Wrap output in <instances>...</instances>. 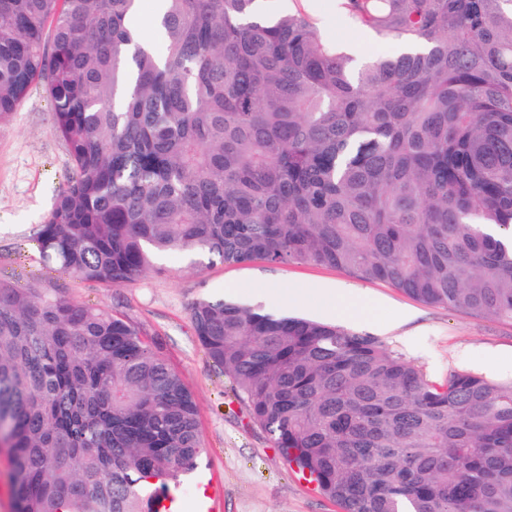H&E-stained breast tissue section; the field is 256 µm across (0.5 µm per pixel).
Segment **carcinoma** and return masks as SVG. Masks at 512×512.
Returning <instances> with one entry per match:
<instances>
[{"instance_id":"obj_1","label":"carcinoma","mask_w":512,"mask_h":512,"mask_svg":"<svg viewBox=\"0 0 512 512\" xmlns=\"http://www.w3.org/2000/svg\"><path fill=\"white\" fill-rule=\"evenodd\" d=\"M265 0H0V118L41 86L73 168L36 236L120 287L179 252L338 268L512 320V0H348L405 49L361 62ZM195 335L341 512H512V380H429L375 336L203 299ZM157 342L0 279L15 512H151L203 452Z\"/></svg>"}]
</instances>
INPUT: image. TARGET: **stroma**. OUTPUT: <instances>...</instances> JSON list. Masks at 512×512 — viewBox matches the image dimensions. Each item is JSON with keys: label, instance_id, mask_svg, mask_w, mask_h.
<instances>
[{"label": "stroma", "instance_id": "obj_1", "mask_svg": "<svg viewBox=\"0 0 512 512\" xmlns=\"http://www.w3.org/2000/svg\"><path fill=\"white\" fill-rule=\"evenodd\" d=\"M275 12H302L359 57L398 51L396 40L359 28L345 0H271ZM71 172L67 146L53 130L52 112L41 90H32L9 118L0 120V278L27 287L38 281L55 295L125 316L157 339L169 364L193 392L204 452L197 469L176 493L179 512H340L336 503L296 476L254 425L244 404L198 342L193 303L224 297L330 322L378 337L392 351L437 381L467 370L512 378V321L420 303L381 281H364L342 270L312 263L247 265L221 261L194 267L164 262L119 288L61 275L43 262L36 229L54 206ZM332 283L349 292L353 317H333L318 288ZM407 320H398L399 312Z\"/></svg>", "mask_w": 512, "mask_h": 512}]
</instances>
